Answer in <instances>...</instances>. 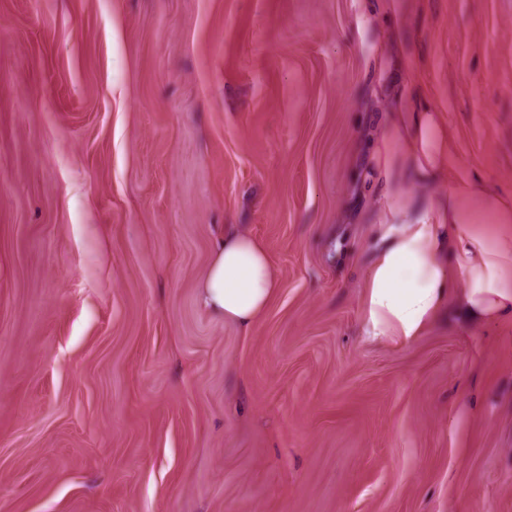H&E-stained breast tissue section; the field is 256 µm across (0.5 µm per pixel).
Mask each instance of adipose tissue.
<instances>
[{"label":"adipose tissue","instance_id":"adipose-tissue-1","mask_svg":"<svg viewBox=\"0 0 512 512\" xmlns=\"http://www.w3.org/2000/svg\"><path fill=\"white\" fill-rule=\"evenodd\" d=\"M388 127L376 155L382 189L393 207L383 216V242L365 267V336L414 340L453 299L472 321L512 319V232L489 230L493 224L512 225V196L459 175L455 140L437 113L394 112ZM411 175L447 187L448 195L418 203L417 218L409 220L405 185ZM468 198L484 202V216L463 207ZM277 287L265 246L235 230L216 246L198 301L246 330Z\"/></svg>","mask_w":512,"mask_h":512}]
</instances>
